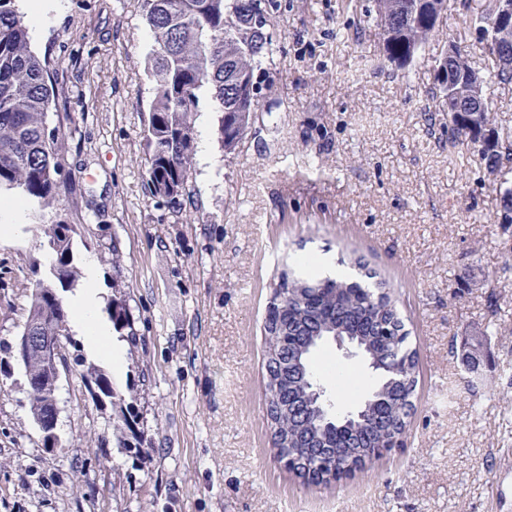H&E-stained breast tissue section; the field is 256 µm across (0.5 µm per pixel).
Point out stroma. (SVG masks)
Segmentation results:
<instances>
[{"label":"stroma","mask_w":512,"mask_h":512,"mask_svg":"<svg viewBox=\"0 0 512 512\" xmlns=\"http://www.w3.org/2000/svg\"><path fill=\"white\" fill-rule=\"evenodd\" d=\"M278 2L259 108L234 152L217 139L214 103L200 101L212 162L192 164L184 209L148 190L153 40L141 0H60L30 29L74 187L45 221L76 225L75 264L96 258L103 301L122 285L137 338L122 340L124 375L103 401L86 378L109 365L69 334L52 449L22 373L0 367V512H512V224L500 190L512 164L493 175L476 152L450 161L448 115L432 98L449 45L496 70L471 24L486 0H451L403 70L380 59L373 0ZM40 237L29 215L0 234V342L49 266ZM354 254L389 280L411 332L415 408L403 447L309 485L272 444L262 323L298 259ZM322 354L357 379L333 395L336 413L354 410L374 376L335 344ZM132 435L140 454L120 446Z\"/></svg>","instance_id":"obj_1"}]
</instances>
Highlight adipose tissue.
I'll return each instance as SVG.
<instances>
[{"label": "adipose tissue", "mask_w": 512, "mask_h": 512, "mask_svg": "<svg viewBox=\"0 0 512 512\" xmlns=\"http://www.w3.org/2000/svg\"><path fill=\"white\" fill-rule=\"evenodd\" d=\"M96 267V259H87V277L83 285L69 298L73 330L83 338L91 354L103 359L118 371L123 367L121 352L116 346L109 328L99 317L100 299L95 280Z\"/></svg>", "instance_id": "1"}]
</instances>
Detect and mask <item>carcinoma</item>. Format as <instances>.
I'll return each instance as SVG.
<instances>
[{"label":"carcinoma","instance_id":"1","mask_svg":"<svg viewBox=\"0 0 512 512\" xmlns=\"http://www.w3.org/2000/svg\"><path fill=\"white\" fill-rule=\"evenodd\" d=\"M262 0H142L152 34L153 98L147 129L148 184L151 195L172 201L190 196L188 172L194 156L192 116L200 100L217 106L218 139L240 141L257 112L261 82L256 71L271 52L267 34L269 11ZM372 19L383 61L408 67L438 31L439 8L423 9L424 0H377ZM442 67L457 78H472L481 87L491 80H512V65L498 63L485 76L462 54L444 56ZM52 102L46 66L30 49L29 28L17 0H0V192H12L31 207L38 219L53 211L67 186L59 155L60 133L48 128ZM448 147L464 155L478 149L492 172L512 162V127L497 125L489 98L479 117L457 112L448 119ZM76 231L58 226L45 236L42 247L55 256L47 277L51 287L74 286L79 269L74 264ZM321 260L304 258L299 273L284 272L274 297L287 311L264 326L265 390L272 396L267 420L274 447L286 452L292 472L311 484L328 483L327 476L346 475L363 466L380 448L402 444L411 424L417 387L416 353L408 346L409 332L392 299L389 282L367 270L362 258L351 267L362 280L320 270ZM34 311L47 326L67 338L69 310L42 301ZM112 326L135 341L133 316L125 295L111 301ZM338 329L363 339L376 356L378 383L362 421L346 425L323 421L309 380L315 376L309 347L320 336Z\"/></svg>","mask_w":512,"mask_h":512}]
</instances>
